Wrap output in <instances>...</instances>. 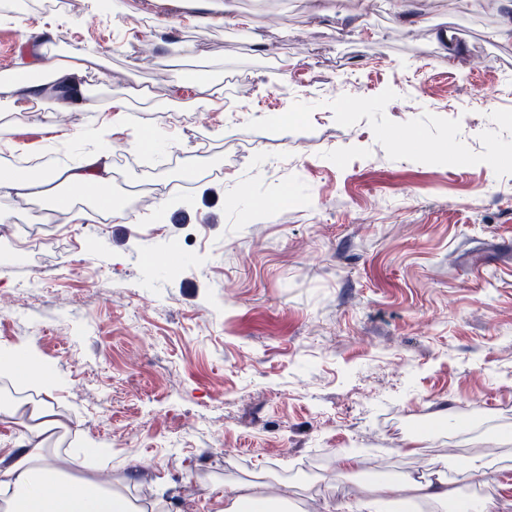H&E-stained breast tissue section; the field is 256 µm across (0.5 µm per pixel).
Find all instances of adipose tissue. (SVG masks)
I'll return each mask as SVG.
<instances>
[{"mask_svg":"<svg viewBox=\"0 0 512 512\" xmlns=\"http://www.w3.org/2000/svg\"><path fill=\"white\" fill-rule=\"evenodd\" d=\"M60 15H50L32 28H24V56L16 75H0V104L9 110L33 103L36 124L54 132L57 141H95L70 164L45 169L33 177L12 170L0 171V199L44 200L42 223L52 224L58 213H67L70 223L94 221L97 212L112 207L115 217L124 211L113 208L106 188L112 183L109 155L102 143L112 130V102L93 99L86 78L104 65V58L89 49L73 47L62 51L52 42ZM99 111L98 125L72 132L59 122L63 113ZM82 189L90 194L91 208H74L68 199L54 193L55 183ZM0 423L21 428L18 446L0 448V512H146L132 495L115 489L111 480L94 474L79 456H71L68 466H60L51 448L63 440L70 428L63 414L45 400L14 398L0 402ZM53 486V496H45L44 486ZM497 512L492 496L482 498L467 493L449 480L447 472L417 481L403 479L369 489L352 505L354 512Z\"/></svg>","mask_w":512,"mask_h":512,"instance_id":"1","label":"adipose tissue"}]
</instances>
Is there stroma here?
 Returning a JSON list of instances; mask_svg holds the SVG:
<instances>
[{"mask_svg":"<svg viewBox=\"0 0 512 512\" xmlns=\"http://www.w3.org/2000/svg\"><path fill=\"white\" fill-rule=\"evenodd\" d=\"M122 2L117 21L74 11L67 42L106 57L92 80L132 112L112 143L156 124L108 188L156 202L45 225L35 258L0 260V349L50 374L31 396L67 415L63 449L111 456L163 512H214L215 487L245 481L346 512L373 468L476 454L484 485L449 478L512 499V446L493 443L512 431V166L490 161L512 148L502 0H411L414 24L393 0H214L207 29L166 26L174 0ZM200 68L223 107L186 108ZM188 149L203 168L187 176Z\"/></svg>","mask_w":512,"mask_h":512,"instance_id":"obj_1","label":"stroma"}]
</instances>
